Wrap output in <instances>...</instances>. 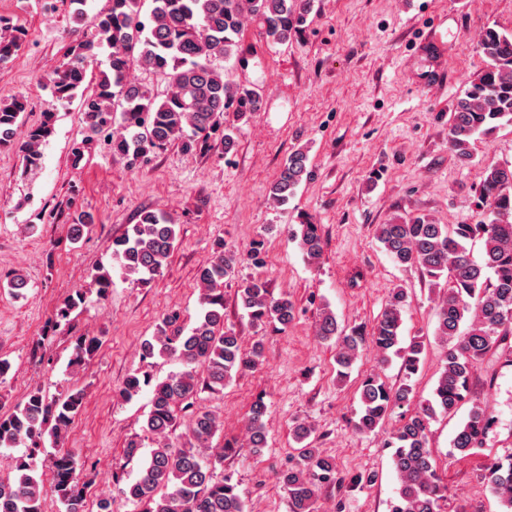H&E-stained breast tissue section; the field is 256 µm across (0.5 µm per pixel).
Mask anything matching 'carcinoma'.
Wrapping results in <instances>:
<instances>
[{
    "label": "carcinoma",
    "instance_id": "1",
    "mask_svg": "<svg viewBox=\"0 0 512 512\" xmlns=\"http://www.w3.org/2000/svg\"><path fill=\"white\" fill-rule=\"evenodd\" d=\"M312 10L313 0H109L95 18V33L69 46L44 88L60 101L82 91L87 127L110 134L112 153L130 167L175 144L188 153L218 147L227 154L235 148L236 137L234 130L224 127V112L232 108L241 119L260 109V96L235 84L214 61L239 54L245 17L261 23L270 43L283 44L307 27ZM25 38V30L0 16V64L15 55ZM104 46L110 49L108 70L91 77L89 71ZM478 48L485 67L455 100L448 131L449 149L463 166L475 159V135H491L512 125V33L489 28ZM134 64L168 79L163 99L129 79ZM26 110L23 96L0 102V149L18 147L25 166L31 168L42 160L54 113H42L18 142ZM310 177L308 155L294 151L271 184L269 197L286 205ZM479 197L483 219L476 224H436L415 216L376 227V238L392 262L418 269L436 290L434 336L443 352L430 397L420 400L416 410L384 439V447L392 449L391 463L399 480L398 498L390 512H443L448 487L441 481L437 457L429 446L430 425L439 417L456 415L469 403L451 447L463 457L480 447L489 418L483 407L471 403L473 370L490 351L512 350V164H485ZM294 238L308 261L321 258V225L306 220ZM478 241L482 254L477 258L473 247ZM177 244L175 224L166 214L144 210L138 223L112 241V258L125 279L146 286L161 274ZM241 264L238 252L224 247L222 241L216 244L212 256L197 270L200 311L193 323L172 310L141 345L143 362L170 358L179 369L157 381L150 372L135 370L117 389L120 398L130 401L150 388L143 432L152 436L155 446L145 459L142 436L127 439L124 459L140 462V474L134 482L118 487L119 495L137 504L140 512H245V501L231 477L216 473L217 465L239 442L226 439L213 446L221 422L200 404V393L222 392L234 378L264 360L262 339L247 349L235 329L224 325V278ZM407 299L405 289H393L368 336L356 330L345 333L333 312L322 308L316 336L334 341L339 376L348 375L365 349L377 353L378 369L365 374L359 385L360 411L354 427L361 434L377 432L391 413L415 398L412 379L419 372L425 344L418 337L407 344L402 341ZM83 302L82 291L70 295L57 310L56 323L70 322L72 311ZM237 303L256 323L285 327L295 318L293 302L274 296L260 278L246 282ZM98 349L97 338L77 337L70 367L80 369ZM394 357L400 360L402 374L397 385L389 384L384 374ZM81 403L79 391L50 400L36 389L0 413V450L25 448L15 457L13 474L0 476V512H51L35 462L47 437L57 447L48 466L55 502L63 512H89L81 484L84 464L64 447ZM266 410L263 399H256L245 423L244 447L254 453L267 446ZM313 434L308 422L294 423L293 436L300 445L297 459L279 476L290 512H316L319 491L325 487H340L346 481L371 485L377 478L374 472L348 479L341 476L333 460L313 445ZM484 480L501 512H512V455L492 464Z\"/></svg>",
    "mask_w": 512,
    "mask_h": 512
}]
</instances>
